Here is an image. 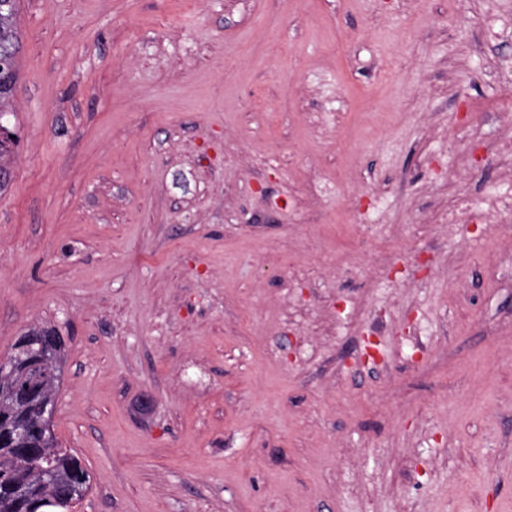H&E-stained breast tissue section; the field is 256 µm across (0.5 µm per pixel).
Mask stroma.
<instances>
[{
  "instance_id": "35a3bbf8",
  "label": "stroma",
  "mask_w": 512,
  "mask_h": 512,
  "mask_svg": "<svg viewBox=\"0 0 512 512\" xmlns=\"http://www.w3.org/2000/svg\"><path fill=\"white\" fill-rule=\"evenodd\" d=\"M511 18L512 0H20L0 358L34 325L68 340L54 433L91 476L74 512H512V265L488 264L512 224H443L465 190L449 169L512 110V41L484 38ZM403 179L396 223L363 227L374 183ZM370 235L393 264L374 284ZM405 243L427 253L407 291ZM395 301L379 364L357 363L358 303Z\"/></svg>"
}]
</instances>
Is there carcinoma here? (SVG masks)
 I'll return each mask as SVG.
<instances>
[{
    "label": "carcinoma",
    "instance_id": "1",
    "mask_svg": "<svg viewBox=\"0 0 512 512\" xmlns=\"http://www.w3.org/2000/svg\"><path fill=\"white\" fill-rule=\"evenodd\" d=\"M18 0H0V53L14 59L0 74V111L7 108L18 81L20 35L16 23ZM17 146L14 125L0 127V195L13 181L6 158ZM24 336L51 338L58 359L66 346L58 331L47 325L21 332L11 353L0 359V512H71L90 489V475L80 459L59 448L52 431L40 430L44 413L55 408L59 372L46 361L32 362Z\"/></svg>",
    "mask_w": 512,
    "mask_h": 512
}]
</instances>
